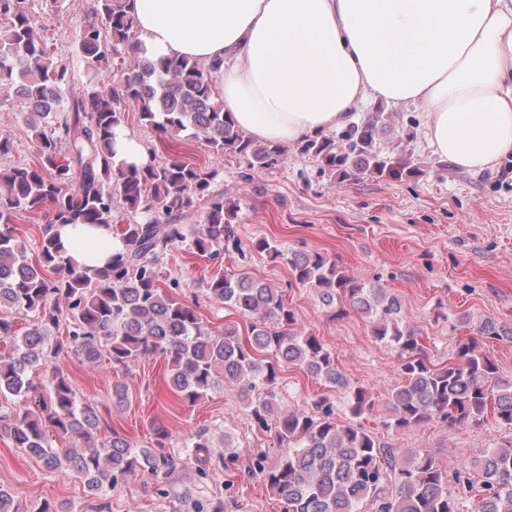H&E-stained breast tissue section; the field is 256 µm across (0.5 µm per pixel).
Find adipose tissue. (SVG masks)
Masks as SVG:
<instances>
[{"label":"adipose tissue","mask_w":512,"mask_h":512,"mask_svg":"<svg viewBox=\"0 0 512 512\" xmlns=\"http://www.w3.org/2000/svg\"><path fill=\"white\" fill-rule=\"evenodd\" d=\"M148 56L222 59L224 108L261 143L347 126L366 103L420 104L432 152L464 171L512 155V0H131ZM102 265L110 230H61Z\"/></svg>","instance_id":"obj_1"}]
</instances>
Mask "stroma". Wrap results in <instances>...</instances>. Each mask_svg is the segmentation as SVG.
<instances>
[{"instance_id": "35a3bbf8", "label": "stroma", "mask_w": 512, "mask_h": 512, "mask_svg": "<svg viewBox=\"0 0 512 512\" xmlns=\"http://www.w3.org/2000/svg\"><path fill=\"white\" fill-rule=\"evenodd\" d=\"M95 0H35L38 32L55 55L70 58L76 82H85L79 36L91 21ZM376 148L419 167L402 179L358 175L339 181L321 174L318 162L289 148L275 170H250L237 157L225 158L217 191L240 204L244 242L273 241L285 252L320 251L335 258L348 274L394 292L406 321L421 335L429 358L447 363L468 329L455 324L463 311L512 324V156L495 170L473 173L454 168L434 155L425 138L419 105L390 108ZM125 130L160 163L180 159L204 164L208 153L198 140L181 135L165 139L142 124L136 106H127ZM0 132L13 147L6 162L38 168L36 141L19 107L0 106ZM240 266L281 291L302 329L319 336L351 380L371 392L377 403L363 423L381 443L427 450L453 465L481 455L504 434L494 415L468 426L428 424L412 430L387 427L384 393L396 379L394 353L376 341L358 314L329 320L313 290L296 285L285 260L264 252L246 259L206 260L187 245L162 256L161 281L179 280L183 297L196 305L211 327L233 315L208 300L201 285L225 266ZM61 366L79 397L109 409L99 439L119 432L134 447L155 442V426L168 434L166 451L176 462L166 475L130 474L117 485L92 494L83 479L47 469L42 462L0 436V488L22 512H205L212 499L224 498L231 512H284V505L259 477L245 468L256 455L275 463L281 450L269 433L251 420L233 387L191 404L173 392L161 358L147 356L129 367L108 358H62ZM125 386L129 401L112 403L114 384ZM326 388L296 368L279 381V403L288 410L311 409ZM209 443L211 465L200 474L184 445L197 434Z\"/></svg>"}]
</instances>
